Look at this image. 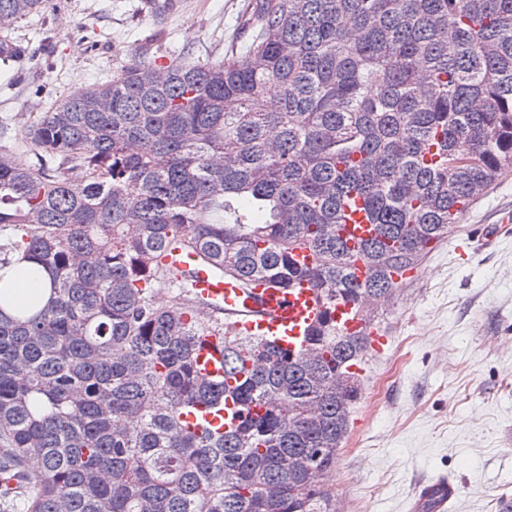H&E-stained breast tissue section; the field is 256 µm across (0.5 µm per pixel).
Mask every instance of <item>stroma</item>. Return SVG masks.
Instances as JSON below:
<instances>
[{
    "label": "stroma",
    "mask_w": 512,
    "mask_h": 512,
    "mask_svg": "<svg viewBox=\"0 0 512 512\" xmlns=\"http://www.w3.org/2000/svg\"><path fill=\"white\" fill-rule=\"evenodd\" d=\"M256 0H179L153 17L141 0H47L16 24L0 57V130L70 92L109 81L123 61L223 62L250 41ZM512 174L500 177L432 248L388 308L383 352L336 457L344 512H419L424 485L457 489L445 512H498L512 495ZM500 236L484 243L487 225Z\"/></svg>",
    "instance_id": "1"
}]
</instances>
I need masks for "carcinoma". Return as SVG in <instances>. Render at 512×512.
Instances as JSON below:
<instances>
[{
  "label": "carcinoma",
  "mask_w": 512,
  "mask_h": 512,
  "mask_svg": "<svg viewBox=\"0 0 512 512\" xmlns=\"http://www.w3.org/2000/svg\"><path fill=\"white\" fill-rule=\"evenodd\" d=\"M45 0H0V24ZM244 57L132 58L0 145V501L27 512H336L349 367L423 256L512 172V0H267ZM80 178L73 179V171ZM360 203L374 235L352 241ZM306 280L292 352L238 332L167 261ZM298 251L311 263L299 265ZM363 275H358V272ZM363 326H336V304ZM207 337L224 379L202 375ZM234 409L219 433L198 408ZM1 273H4V279L6 282H12L16 278L15 286L21 291L27 287L30 280L38 279L44 281L47 279V275L44 270L35 264H28L25 267L18 269L5 268L0 271V275Z\"/></svg>",
  "instance_id": "obj_1"
}]
</instances>
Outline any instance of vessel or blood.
Here are the masks:
<instances>
[{
  "label": "vessel or blood",
  "mask_w": 512,
  "mask_h": 512,
  "mask_svg": "<svg viewBox=\"0 0 512 512\" xmlns=\"http://www.w3.org/2000/svg\"><path fill=\"white\" fill-rule=\"evenodd\" d=\"M175 265L188 273L195 296L210 304L215 313L231 319L237 330L274 338L291 350L303 346L321 309L317 289L304 280L285 289L244 288L218 270L200 265L195 254L178 255ZM197 362L203 374L223 375L224 354L216 338L206 339ZM454 494L453 484L444 478L425 485L421 491L422 498H435L441 507Z\"/></svg>",
  "instance_id": "1"
}]
</instances>
